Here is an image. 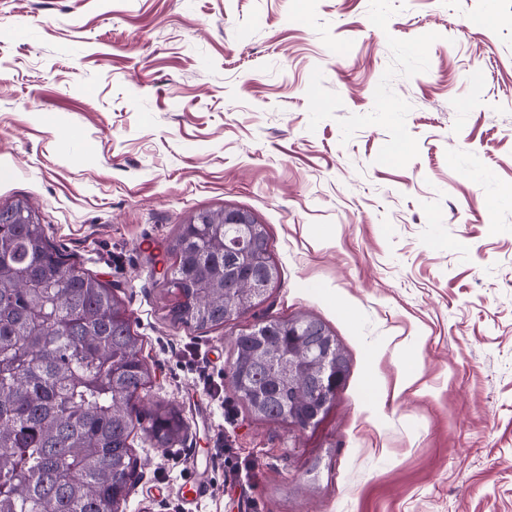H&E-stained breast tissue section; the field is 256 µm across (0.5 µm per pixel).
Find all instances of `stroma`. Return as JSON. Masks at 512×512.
Here are the masks:
<instances>
[{
  "instance_id": "1",
  "label": "stroma",
  "mask_w": 512,
  "mask_h": 512,
  "mask_svg": "<svg viewBox=\"0 0 512 512\" xmlns=\"http://www.w3.org/2000/svg\"><path fill=\"white\" fill-rule=\"evenodd\" d=\"M20 199L131 310L143 401L188 425L135 436L122 512H179L191 448L215 451L198 512H512V0H0V207ZM227 206L280 278L234 326L172 325L168 243ZM301 313L350 366L304 431L229 381L233 329ZM412 358L420 389L393 393ZM148 425L142 427L143 433L148 437H153L164 448L155 446L164 450L178 445L185 433V421L181 410L173 403H156L146 411Z\"/></svg>"
}]
</instances>
